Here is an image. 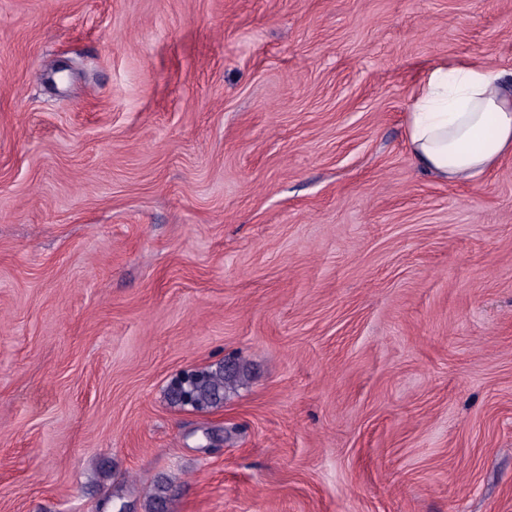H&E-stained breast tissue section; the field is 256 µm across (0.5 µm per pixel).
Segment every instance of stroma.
Returning a JSON list of instances; mask_svg holds the SVG:
<instances>
[{"mask_svg": "<svg viewBox=\"0 0 512 512\" xmlns=\"http://www.w3.org/2000/svg\"><path fill=\"white\" fill-rule=\"evenodd\" d=\"M461 62L512 0H0V512H512V154L406 143ZM233 377L220 366L215 370L192 372L177 378L170 397L177 403L204 410L224 400V390Z\"/></svg>", "mask_w": 512, "mask_h": 512, "instance_id": "stroma-1", "label": "stroma"}]
</instances>
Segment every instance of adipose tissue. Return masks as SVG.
I'll list each match as a JSON object with an SVG mask.
<instances>
[{
  "instance_id": "obj_1",
  "label": "adipose tissue",
  "mask_w": 512,
  "mask_h": 512,
  "mask_svg": "<svg viewBox=\"0 0 512 512\" xmlns=\"http://www.w3.org/2000/svg\"><path fill=\"white\" fill-rule=\"evenodd\" d=\"M407 143L428 174L478 178L512 154V79L468 63L429 70L412 95Z\"/></svg>"
}]
</instances>
